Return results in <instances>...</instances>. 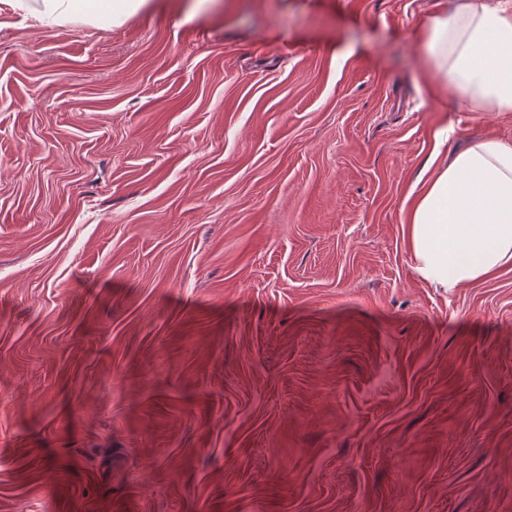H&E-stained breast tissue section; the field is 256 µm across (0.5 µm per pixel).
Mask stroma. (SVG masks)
Here are the masks:
<instances>
[{"label": "stroma", "instance_id": "obj_1", "mask_svg": "<svg viewBox=\"0 0 512 512\" xmlns=\"http://www.w3.org/2000/svg\"><path fill=\"white\" fill-rule=\"evenodd\" d=\"M454 0H0V512H512V266L419 279ZM144 0H10L14 9L29 14L43 27L80 20L118 22L135 12ZM34 2V4H30Z\"/></svg>", "mask_w": 512, "mask_h": 512}]
</instances>
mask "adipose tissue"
Listing matches in <instances>:
<instances>
[{
    "label": "adipose tissue",
    "mask_w": 512,
    "mask_h": 512,
    "mask_svg": "<svg viewBox=\"0 0 512 512\" xmlns=\"http://www.w3.org/2000/svg\"><path fill=\"white\" fill-rule=\"evenodd\" d=\"M142 0H11L38 24L117 22ZM424 48L464 108L512 112V0H456L426 23ZM414 269L451 291L512 266V144L472 142L420 183L406 216Z\"/></svg>",
    "instance_id": "ef3b65f1"
}]
</instances>
